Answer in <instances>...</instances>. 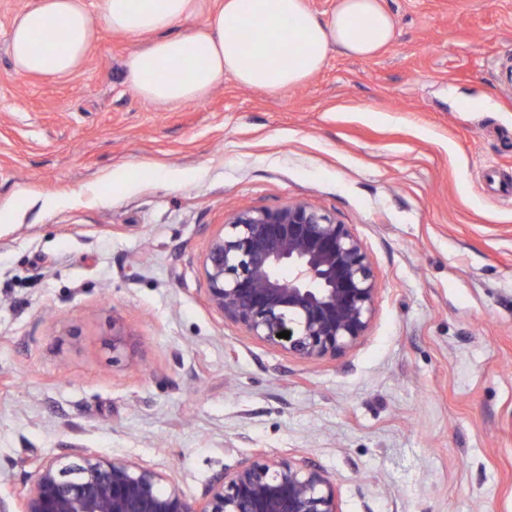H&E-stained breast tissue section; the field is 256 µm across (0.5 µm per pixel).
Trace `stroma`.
I'll list each match as a JSON object with an SVG mask.
<instances>
[{
  "label": "stroma",
  "mask_w": 512,
  "mask_h": 512,
  "mask_svg": "<svg viewBox=\"0 0 512 512\" xmlns=\"http://www.w3.org/2000/svg\"><path fill=\"white\" fill-rule=\"evenodd\" d=\"M0 0V474L91 448L187 496L256 449L334 477L342 512H512V0H382L391 43L276 92L225 76L161 107L100 28L18 73ZM305 200L377 277L365 337L308 363L207 303L211 235ZM129 334L112 354V325Z\"/></svg>",
  "instance_id": "obj_1"
}]
</instances>
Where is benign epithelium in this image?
<instances>
[{
    "instance_id": "1",
    "label": "benign epithelium",
    "mask_w": 512,
    "mask_h": 512,
    "mask_svg": "<svg viewBox=\"0 0 512 512\" xmlns=\"http://www.w3.org/2000/svg\"><path fill=\"white\" fill-rule=\"evenodd\" d=\"M209 305L252 339L317 362L366 335L378 294L372 262L352 225L305 201L243 208L203 256ZM287 331L289 338L277 334ZM163 474L88 448L44 460L0 512H341L336 482L303 462L259 450L214 474L201 496L163 488Z\"/></svg>"
}]
</instances>
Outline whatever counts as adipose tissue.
I'll return each mask as SVG.
<instances>
[{
  "label": "adipose tissue",
  "mask_w": 512,
  "mask_h": 512,
  "mask_svg": "<svg viewBox=\"0 0 512 512\" xmlns=\"http://www.w3.org/2000/svg\"><path fill=\"white\" fill-rule=\"evenodd\" d=\"M189 16L204 17L203 26L173 34ZM245 23L255 32L247 48L237 34ZM102 26L148 36L130 55L125 79L144 99L168 106L202 99L227 74L268 91L298 86L321 69L329 51L369 57L394 35L381 0H338L325 18L307 0H222L214 9L207 0H103L98 23L84 0H33L10 32L14 67L22 74L66 76L82 64ZM50 28L62 29L64 39L33 52L35 37Z\"/></svg>",
  "instance_id": "obj_1"
}]
</instances>
